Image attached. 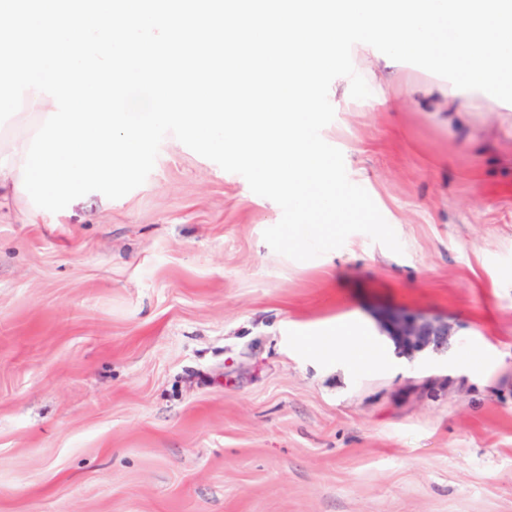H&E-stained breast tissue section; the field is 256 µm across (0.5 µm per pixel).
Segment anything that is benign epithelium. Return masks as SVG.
Listing matches in <instances>:
<instances>
[{"mask_svg":"<svg viewBox=\"0 0 512 512\" xmlns=\"http://www.w3.org/2000/svg\"><path fill=\"white\" fill-rule=\"evenodd\" d=\"M385 328L399 353L415 360L421 353L435 357L448 355V323L421 315L391 311L385 314Z\"/></svg>","mask_w":512,"mask_h":512,"instance_id":"benign-epithelium-1","label":"benign epithelium"}]
</instances>
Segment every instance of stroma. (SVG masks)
<instances>
[{
  "label": "stroma",
  "mask_w": 512,
  "mask_h": 512,
  "mask_svg": "<svg viewBox=\"0 0 512 512\" xmlns=\"http://www.w3.org/2000/svg\"><path fill=\"white\" fill-rule=\"evenodd\" d=\"M331 103L403 254L274 252L280 207L171 136L122 198L0 203V512H512V112ZM385 328L399 353L410 361H414L423 352L435 357L448 356V322L391 311L385 314Z\"/></svg>",
  "instance_id": "35a3bbf8"
}]
</instances>
